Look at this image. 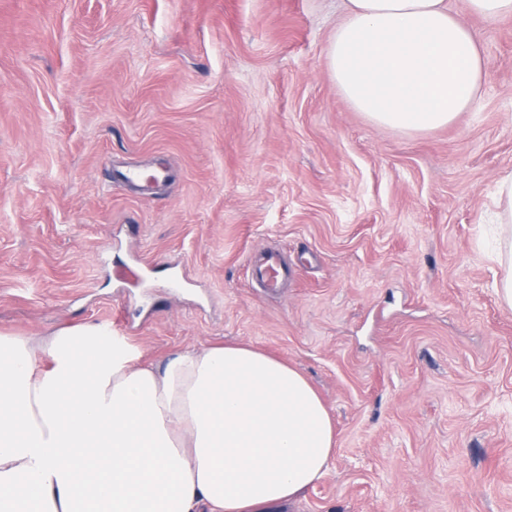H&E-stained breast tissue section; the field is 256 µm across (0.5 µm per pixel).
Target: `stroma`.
<instances>
[{
	"instance_id": "1",
	"label": "stroma",
	"mask_w": 512,
	"mask_h": 512,
	"mask_svg": "<svg viewBox=\"0 0 512 512\" xmlns=\"http://www.w3.org/2000/svg\"><path fill=\"white\" fill-rule=\"evenodd\" d=\"M449 126L340 94L341 0H0V332L94 323L163 364L236 343L335 429L281 512H512V309L491 255L512 172V16ZM164 167L136 190L120 174ZM278 251L269 294L249 261Z\"/></svg>"
}]
</instances>
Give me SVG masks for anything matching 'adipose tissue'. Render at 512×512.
<instances>
[{
  "label": "adipose tissue",
  "instance_id": "ef3b65f1",
  "mask_svg": "<svg viewBox=\"0 0 512 512\" xmlns=\"http://www.w3.org/2000/svg\"><path fill=\"white\" fill-rule=\"evenodd\" d=\"M332 78L373 124L428 132L477 101L481 50L448 0H344ZM500 302L512 309V172L496 184ZM102 327L0 334V512H276L335 449L305 375L240 345L164 366Z\"/></svg>",
  "mask_w": 512,
  "mask_h": 512
}]
</instances>
